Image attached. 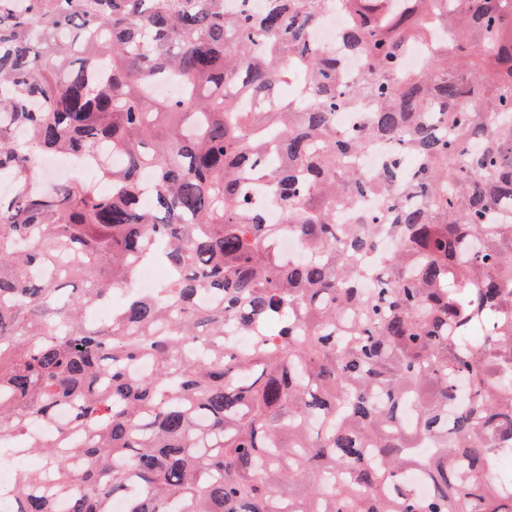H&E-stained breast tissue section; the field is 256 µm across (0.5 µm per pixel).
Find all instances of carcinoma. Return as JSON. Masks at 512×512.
<instances>
[{
    "label": "carcinoma",
    "mask_w": 512,
    "mask_h": 512,
    "mask_svg": "<svg viewBox=\"0 0 512 512\" xmlns=\"http://www.w3.org/2000/svg\"><path fill=\"white\" fill-rule=\"evenodd\" d=\"M230 2L0 0V454L42 456L11 512H512V0ZM47 155L109 191L35 188ZM347 26L346 17L332 11L313 28L312 37L321 47L336 49V54L342 59L345 73L348 76H353L361 70L362 62L356 53L347 51L345 48L343 35Z\"/></svg>",
    "instance_id": "cac0c4a2"
}]
</instances>
